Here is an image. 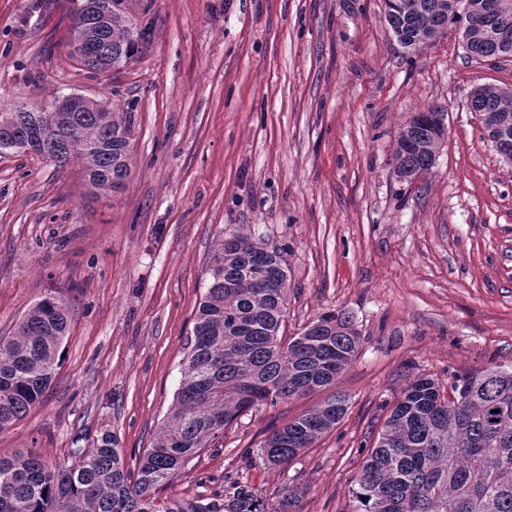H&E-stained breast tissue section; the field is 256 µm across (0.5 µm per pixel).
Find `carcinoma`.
I'll list each match as a JSON object with an SVG mask.
<instances>
[{"mask_svg":"<svg viewBox=\"0 0 512 512\" xmlns=\"http://www.w3.org/2000/svg\"><path fill=\"white\" fill-rule=\"evenodd\" d=\"M124 2L72 0V55L89 69L119 70L146 41L148 28L126 15ZM460 4L385 0V21L408 50L435 44L453 24L469 59L512 61V9L479 17L463 14ZM471 110L495 151L512 157V92L481 84ZM440 114L420 112L400 131L393 155L398 181L411 185L435 165L445 142ZM35 132L46 140L42 157L59 167L79 161L95 189L115 192L129 177L131 126L122 112L93 100L59 111L16 105L0 112V153L24 149ZM211 277L176 401L136 473L125 468L108 432L95 447L76 449L67 467L29 455L0 458V512H301L297 487L285 486L265 503L239 483L221 503L157 505V490L238 418L257 405L336 385L359 348V332L344 312H327L284 342L288 276L276 250L233 236L215 256ZM69 329L68 302L50 293L13 335L0 336V429L41 402ZM451 378L446 395L441 383L424 376L402 388L354 478L351 512H512V367ZM346 410V395L331 394L272 430L260 457L288 465Z\"/></svg>","mask_w":512,"mask_h":512,"instance_id":"obj_1","label":"carcinoma"}]
</instances>
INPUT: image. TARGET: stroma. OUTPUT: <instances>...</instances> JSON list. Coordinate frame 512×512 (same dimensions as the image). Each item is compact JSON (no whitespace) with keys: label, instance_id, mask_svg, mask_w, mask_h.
Returning a JSON list of instances; mask_svg holds the SVG:
<instances>
[{"label":"stroma","instance_id":"35a3bbf8","mask_svg":"<svg viewBox=\"0 0 512 512\" xmlns=\"http://www.w3.org/2000/svg\"><path fill=\"white\" fill-rule=\"evenodd\" d=\"M70 0H0V112L76 93L129 112L116 194L82 166L0 155V336L44 294L69 303L63 359L39 405L0 431V457L68 466L111 432L127 468L175 400L222 243L281 252L284 338L353 317L347 411L288 466L256 455L322 402L260 405L158 494L187 505L247 484L303 487L302 512H348L352 480L406 381L512 363V162L481 134L472 90L512 62H471L456 27L405 52L383 0H128L148 41L116 72L69 56ZM445 114L430 174L398 183L393 149L417 112Z\"/></svg>","mask_w":512,"mask_h":512}]
</instances>
